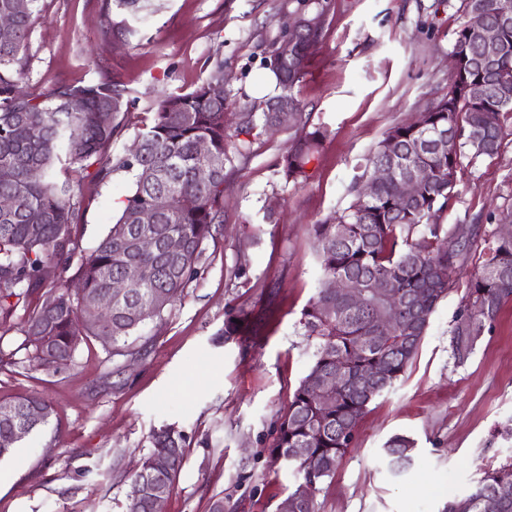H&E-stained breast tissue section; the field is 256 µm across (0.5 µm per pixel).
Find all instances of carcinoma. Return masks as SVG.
Returning <instances> with one entry per match:
<instances>
[{
    "label": "carcinoma",
    "instance_id": "cac0c4a2",
    "mask_svg": "<svg viewBox=\"0 0 512 512\" xmlns=\"http://www.w3.org/2000/svg\"><path fill=\"white\" fill-rule=\"evenodd\" d=\"M21 13L15 0H0V16L10 24L0 28V169L12 179L0 182V329L22 326L24 346L35 368L60 372L68 368L80 345L89 337H112V349L121 353L128 338L174 305L200 274L205 242L224 223L226 166L250 155L252 139L269 130L294 132L278 170L281 180L298 183L308 177L307 166L318 158L324 134L307 131L308 117L295 99L294 88L303 78L307 47L316 42L321 26L299 28L291 33L293 52L286 57L273 51L266 66L279 78L282 95L293 100L297 112H239L234 131L224 124V100L208 95L214 85L224 84V63L216 61L209 79L182 93L162 94L152 120L137 135L140 150L112 162L109 149L118 125L115 121L128 107L127 90L119 82L61 84L45 97L34 96L26 86L30 62L29 35L35 21L32 3ZM138 14L141 0H102V11ZM482 13L504 28V38L492 52L481 44L466 45L468 20ZM451 56L467 59L468 67L448 85L446 94L430 113L431 129L447 132L448 148L439 152L428 146L430 134L406 124L391 129L370 151L363 176L376 167L392 164L401 175L423 172L425 184L403 209L392 201L397 185L383 181L365 197L355 189L354 200L341 215H331L314 225L316 260L322 280L350 277L366 287L376 281L388 284L403 300L395 313L396 324L379 329V309L366 301L351 303L347 297L319 287L302 311V335L313 346L306 375L299 381L287 411L280 417L268 448L271 455L288 456L293 448L308 449V461H290L294 481L289 496L297 497L296 512H317L319 485L333 478L339 459L354 439V429L370 402L389 390L416 356L439 301L448 295L453 272L466 257L467 241L455 242V228L434 224L431 218L447 207L455 193L457 169L466 158L471 165L497 155L505 139L502 118L512 115V0H463V18L455 31ZM481 78L487 103L498 108L483 112L463 92L467 81ZM77 96L82 108L72 112L65 99ZM40 129L41 136L28 139L25 126ZM482 133L483 148L468 143L471 132ZM397 140L400 152L386 154L388 140ZM208 144V152L198 144ZM99 166L106 176L117 166L133 173V187L109 232L87 253L80 249L74 226L81 208L80 182L89 167ZM209 172L201 180L198 172ZM150 210L154 221L146 227L156 247L135 248L133 216ZM176 239L182 249L167 250ZM481 274L465 290L451 330L452 356L465 363L474 353L485 330L491 328L505 301L512 299V241L503 240L495 228L482 230ZM135 265L140 276L127 281L126 290L112 291L115 281ZM76 267L71 280H46L47 267L63 273ZM99 299L112 304L109 321L89 325L81 304ZM342 368L344 387L328 406L312 402V389L326 376ZM385 373L377 383L364 385L359 375L367 368ZM16 410L13 421L0 419V458L10 454L17 441L13 432L30 435L25 410L38 404L51 413L50 402L39 396L10 400ZM185 440L173 425L154 432L151 447L135 465L131 491L124 512H151V498L160 488L171 492L184 464ZM414 440L391 437L384 446L389 469L398 474L411 462ZM165 454V469L149 465ZM512 483V462L486 473L475 490L454 499L464 502V512H512V501L496 504L498 484ZM306 483V492L299 484Z\"/></svg>",
    "mask_w": 512,
    "mask_h": 512
}]
</instances>
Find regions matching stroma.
I'll return each instance as SVG.
<instances>
[{"mask_svg": "<svg viewBox=\"0 0 512 512\" xmlns=\"http://www.w3.org/2000/svg\"><path fill=\"white\" fill-rule=\"evenodd\" d=\"M462 0H156L157 10L125 38L107 33L100 0H38L27 83L34 95L59 84L117 81L130 104L110 153H128L150 122L161 92H188L224 62V113L263 107L254 82L298 14L323 11L322 32L295 94L310 126L326 137L309 177L284 184L278 164L288 133L255 138L234 161L224 199V230L205 244V264L163 320L130 338L129 355L97 338L61 372L30 366L20 326L0 335L17 364L0 370V399L38 395L52 404L47 423L0 459V512H121L136 461L153 432L182 431L185 462L166 512H276L292 477L266 449L277 419L306 374L313 352L300 334L304 306L318 286L314 224L353 201L369 152L390 129L448 91ZM95 65H88V55ZM497 155L461 166L441 224H488L512 212V119ZM131 173H84L80 244L92 251L132 188ZM248 281L232 286L240 245ZM482 269L471 252L430 321L418 354L395 385L373 400L318 512H443L485 472L512 460V300L503 304L474 353L456 364L450 330L469 282ZM244 318L225 338L226 314ZM415 442L413 462L392 474L384 444Z\"/></svg>", "mask_w": 512, "mask_h": 512, "instance_id": "stroma-1", "label": "stroma"}]
</instances>
